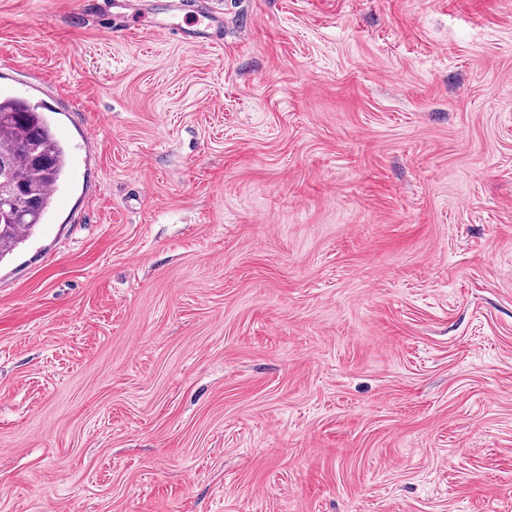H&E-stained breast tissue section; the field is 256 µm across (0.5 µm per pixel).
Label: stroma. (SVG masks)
<instances>
[{
	"label": "stroma",
	"instance_id": "35a3bbf8",
	"mask_svg": "<svg viewBox=\"0 0 512 512\" xmlns=\"http://www.w3.org/2000/svg\"><path fill=\"white\" fill-rule=\"evenodd\" d=\"M195 2L0 0V512H512V0ZM196 14L195 25L198 28L190 30L177 23L166 24L151 22L152 27L158 28L167 34H174L180 39L191 40L197 45L213 46L224 40V19L215 11H193ZM69 150L39 105L0 98V182L12 192L0 198V262L34 233L52 205L50 188L68 175Z\"/></svg>",
	"mask_w": 512,
	"mask_h": 512
}]
</instances>
